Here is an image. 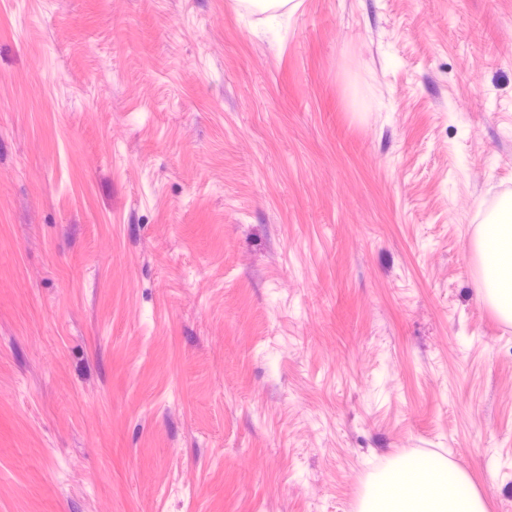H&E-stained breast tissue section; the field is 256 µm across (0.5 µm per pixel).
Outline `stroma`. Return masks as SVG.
<instances>
[{
    "label": "stroma",
    "instance_id": "1",
    "mask_svg": "<svg viewBox=\"0 0 512 512\" xmlns=\"http://www.w3.org/2000/svg\"><path fill=\"white\" fill-rule=\"evenodd\" d=\"M512 0H0V512H512ZM497 219L483 224L478 241L484 295L504 321L512 322V198L504 199ZM511 218V219H510ZM359 512H485L466 474L434 453H419L376 471Z\"/></svg>",
    "mask_w": 512,
    "mask_h": 512
}]
</instances>
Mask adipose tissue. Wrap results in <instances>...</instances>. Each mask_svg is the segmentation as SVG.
<instances>
[{
    "label": "adipose tissue",
    "mask_w": 512,
    "mask_h": 512,
    "mask_svg": "<svg viewBox=\"0 0 512 512\" xmlns=\"http://www.w3.org/2000/svg\"><path fill=\"white\" fill-rule=\"evenodd\" d=\"M484 295L504 321L512 322V198L478 241ZM359 512H484L466 474L434 453H419L379 467Z\"/></svg>",
    "instance_id": "1"
}]
</instances>
